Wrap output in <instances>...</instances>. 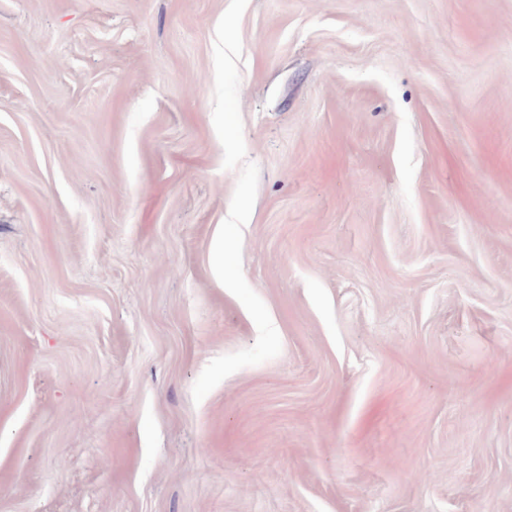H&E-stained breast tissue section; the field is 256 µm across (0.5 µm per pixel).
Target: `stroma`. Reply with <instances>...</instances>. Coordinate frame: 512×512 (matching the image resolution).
Listing matches in <instances>:
<instances>
[{
  "instance_id": "35a3bbf8",
  "label": "stroma",
  "mask_w": 512,
  "mask_h": 512,
  "mask_svg": "<svg viewBox=\"0 0 512 512\" xmlns=\"http://www.w3.org/2000/svg\"><path fill=\"white\" fill-rule=\"evenodd\" d=\"M0 0V512H512V0Z\"/></svg>"
}]
</instances>
